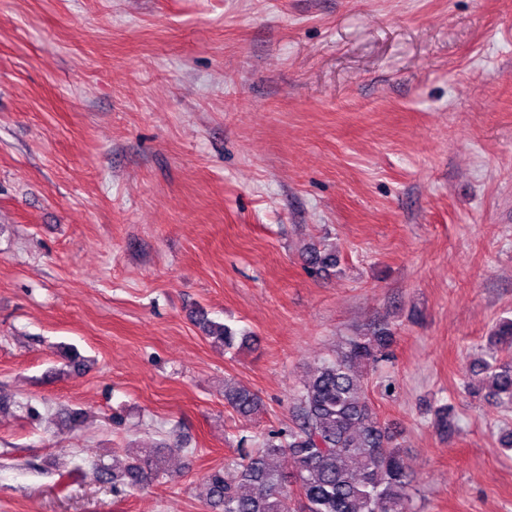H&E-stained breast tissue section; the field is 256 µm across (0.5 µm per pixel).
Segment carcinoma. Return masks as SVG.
I'll use <instances>...</instances> for the list:
<instances>
[{
    "mask_svg": "<svg viewBox=\"0 0 512 512\" xmlns=\"http://www.w3.org/2000/svg\"><path fill=\"white\" fill-rule=\"evenodd\" d=\"M199 326L205 338L226 350L239 338L228 325L207 318ZM239 339L243 345L248 341L246 336ZM393 342L387 330L355 336L339 358L316 367L295 397L292 425L267 434L258 448L241 449L236 471L218 469L205 476L211 512H413V475L363 386L362 368L387 358ZM510 349L512 321L504 320L489 336V353L473 362V370L484 375L476 396L512 404V361L497 354ZM224 399L244 416L260 406L258 396L244 387L224 391ZM435 424L452 430L453 407H439ZM284 457L294 464L300 491L297 511L288 500L279 466ZM165 472V456L155 448L133 449L129 461L118 468H94L98 481L132 489L150 485Z\"/></svg>",
    "mask_w": 512,
    "mask_h": 512,
    "instance_id": "1",
    "label": "carcinoma"
}]
</instances>
